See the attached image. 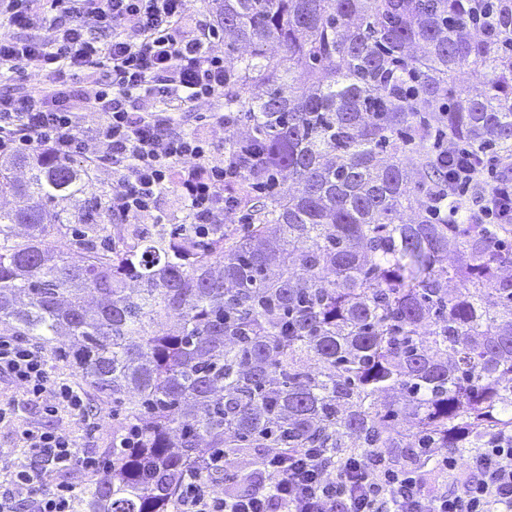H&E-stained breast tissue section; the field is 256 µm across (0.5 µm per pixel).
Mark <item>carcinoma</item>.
<instances>
[{"label": "carcinoma", "instance_id": "obj_1", "mask_svg": "<svg viewBox=\"0 0 512 512\" xmlns=\"http://www.w3.org/2000/svg\"><path fill=\"white\" fill-rule=\"evenodd\" d=\"M215 5L250 47L229 61L248 95L224 96L262 160L228 188L243 227L144 236L105 224L79 162L0 159L16 199L0 209V326L119 408L79 512H169L210 448H324L330 463L387 448L424 471L512 435V224L435 223L443 173L404 164L441 129L512 167V16L473 36L469 0ZM465 71L483 91L453 98Z\"/></svg>", "mask_w": 512, "mask_h": 512}]
</instances>
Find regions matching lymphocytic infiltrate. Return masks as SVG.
I'll return each instance as SVG.
<instances>
[{
	"label": "lymphocytic infiltrate",
	"instance_id": "obj_1",
	"mask_svg": "<svg viewBox=\"0 0 512 512\" xmlns=\"http://www.w3.org/2000/svg\"><path fill=\"white\" fill-rule=\"evenodd\" d=\"M0 7L13 27L46 31L38 39L0 34V70L45 78L22 93L0 92V151L38 146L112 167L120 173L112 211L130 224L152 214L161 191L173 186L186 198V223L221 224L239 213L224 187L241 173L243 147L209 164L211 142L178 130L171 115L173 106L222 95L233 77L212 49L222 32L192 29L188 0H51L47 13L39 0H0ZM80 73L86 84L73 83ZM87 110L106 114V123L84 125ZM466 187L475 194L467 206L471 223H512V174L488 155L477 165H450L429 193V216L446 223L447 200ZM1 375L90 424L84 390L56 377L39 346L0 335ZM17 437L42 466H0V512H76L64 477L78 466L97 470L96 459L78 457L74 440L53 431L25 428ZM439 466L457 474L454 490L383 460L349 459L333 474L315 450L279 451L247 476L245 489L219 497L200 477L204 468L224 470V451L213 448L201 468L183 471L172 512H512V437L491 439L467 465L446 456Z\"/></svg>",
	"mask_w": 512,
	"mask_h": 512
}]
</instances>
